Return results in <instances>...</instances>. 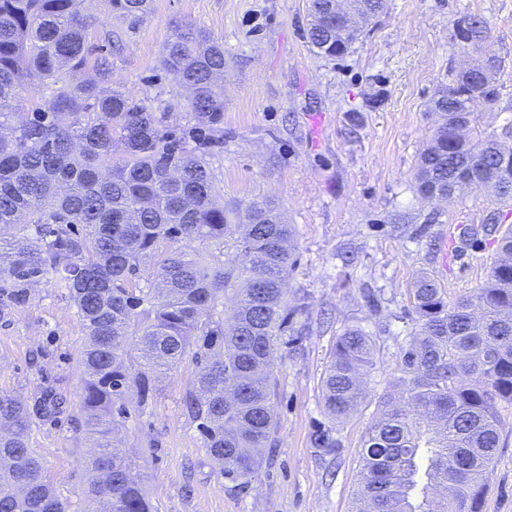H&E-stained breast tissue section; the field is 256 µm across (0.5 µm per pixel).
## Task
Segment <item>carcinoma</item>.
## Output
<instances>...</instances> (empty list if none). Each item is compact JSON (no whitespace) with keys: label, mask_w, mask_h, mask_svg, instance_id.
Masks as SVG:
<instances>
[{"label":"carcinoma","mask_w":512,"mask_h":512,"mask_svg":"<svg viewBox=\"0 0 512 512\" xmlns=\"http://www.w3.org/2000/svg\"><path fill=\"white\" fill-rule=\"evenodd\" d=\"M112 12L143 19L151 0H110ZM332 0H308L306 38L318 55H345L386 0H360L336 17ZM81 0H0V304L24 306L50 276L67 288L83 344L81 412L90 448L86 496L110 512H150L139 465L112 448L135 391L171 367L191 345L204 361L186 408L198 421L218 472L236 485L258 470L275 432L270 367L288 331L284 287L293 266L292 227L268 201H216L205 149L224 124V48L191 27L168 42L163 67L189 91L195 147L173 140L163 117L97 79L72 84L85 69L93 22ZM56 86L46 105L19 115L23 94ZM499 94L496 70L448 74L434 100L442 118L417 159L426 198L452 197L478 182L512 199V145L471 128L478 103ZM240 236L233 237L238 228ZM489 239L500 258L471 295L445 301L435 279L411 288L418 329L402 349L401 394L384 401L360 457L355 512H482L484 476L499 448L497 405L512 402V227L490 217L463 236ZM233 238L234 252L212 261L193 247ZM176 247H169V244ZM148 286H139L141 274ZM236 297L230 329L213 319L218 300ZM141 362H132L131 351ZM373 339L361 328L336 341L323 380L328 414L343 420L367 397ZM32 418L18 398L0 394V512H64L29 437Z\"/></svg>","instance_id":"1"}]
</instances>
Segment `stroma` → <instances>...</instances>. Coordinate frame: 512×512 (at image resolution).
Listing matches in <instances>:
<instances>
[{"instance_id":"1","label":"stroma","mask_w":512,"mask_h":512,"mask_svg":"<svg viewBox=\"0 0 512 512\" xmlns=\"http://www.w3.org/2000/svg\"><path fill=\"white\" fill-rule=\"evenodd\" d=\"M93 56L112 57V83L165 113L169 130L194 127L187 92L161 59L176 26L206 31L224 47V135L207 155L225 203L274 200L294 230L286 302L292 316L272 361L278 426L259 470L242 487L218 475L185 398L201 368L193 352L159 375L131 411L120 446L137 457L152 512H352L364 436L393 389L416 329L410 289L425 271L445 299L473 294L496 250L446 242L457 224L512 206L482 189L427 201L415 166L438 123L430 104L450 70L495 59L499 95L477 105L488 134L512 126V0H387L351 51L329 60L307 39L306 0H153L142 21L85 0ZM481 40L461 44L471 16ZM359 327L375 343L368 398L342 422L326 413L322 379L336 339ZM83 342L77 311L57 280H42L22 307H0V393L36 407L62 397L54 418L34 417L30 443L66 512H87L89 448L80 410ZM500 446L482 512H512V404L499 406ZM331 431L340 446L317 447Z\"/></svg>"}]
</instances>
